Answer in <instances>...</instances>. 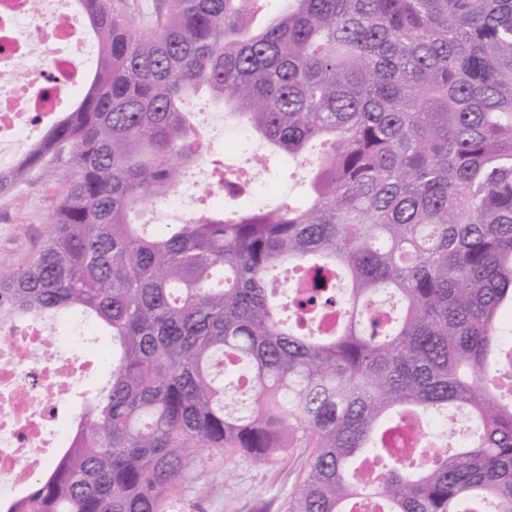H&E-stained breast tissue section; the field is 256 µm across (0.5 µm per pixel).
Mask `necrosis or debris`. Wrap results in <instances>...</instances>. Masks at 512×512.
Here are the masks:
<instances>
[{
    "label": "necrosis or debris",
    "mask_w": 512,
    "mask_h": 512,
    "mask_svg": "<svg viewBox=\"0 0 512 512\" xmlns=\"http://www.w3.org/2000/svg\"><path fill=\"white\" fill-rule=\"evenodd\" d=\"M91 52L73 0H0V168L29 150L32 130L53 120L59 88L80 84L83 72L61 51ZM107 345L46 316L26 325L0 326V501L19 495L45 467L41 451L67 447L56 425L57 405L78 378L111 372Z\"/></svg>",
    "instance_id": "necrosis-or-debris-1"
}]
</instances>
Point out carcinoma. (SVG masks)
<instances>
[{
  "mask_svg": "<svg viewBox=\"0 0 512 512\" xmlns=\"http://www.w3.org/2000/svg\"><path fill=\"white\" fill-rule=\"evenodd\" d=\"M266 2L168 0L133 31L75 0L98 67L0 175L67 160L40 249L0 276V323L77 312L112 375L0 512H173L200 452L296 448L286 512H512V0H288L257 28ZM201 90L297 162L307 202L136 223L205 152L181 108ZM451 408L474 430L441 445ZM413 420L435 449L400 457Z\"/></svg>",
  "mask_w": 512,
  "mask_h": 512,
  "instance_id": "obj_1",
  "label": "carcinoma"
}]
</instances>
